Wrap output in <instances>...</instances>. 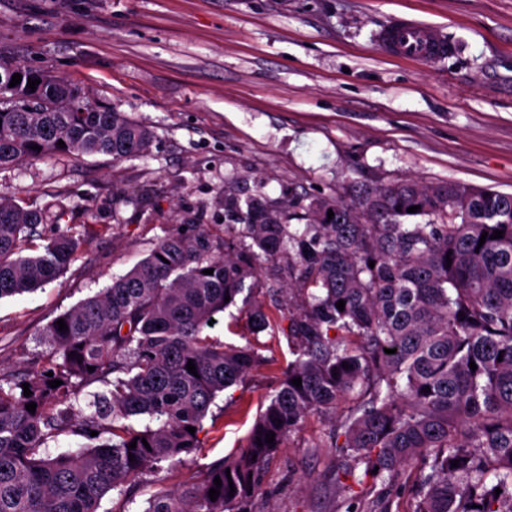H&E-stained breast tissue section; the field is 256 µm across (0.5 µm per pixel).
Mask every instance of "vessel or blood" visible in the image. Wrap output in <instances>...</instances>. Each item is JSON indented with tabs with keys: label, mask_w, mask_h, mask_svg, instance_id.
Segmentation results:
<instances>
[{
	"label": "vessel or blood",
	"mask_w": 512,
	"mask_h": 512,
	"mask_svg": "<svg viewBox=\"0 0 512 512\" xmlns=\"http://www.w3.org/2000/svg\"><path fill=\"white\" fill-rule=\"evenodd\" d=\"M376 45L385 55L412 61H435L451 51L437 27L409 18L395 19L382 28Z\"/></svg>",
	"instance_id": "1"
}]
</instances>
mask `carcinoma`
I'll use <instances>...</instances> for the list:
<instances>
[{
  "mask_svg": "<svg viewBox=\"0 0 512 512\" xmlns=\"http://www.w3.org/2000/svg\"><path fill=\"white\" fill-rule=\"evenodd\" d=\"M16 73L21 82L11 87ZM30 78L39 80L34 91ZM152 139L148 127L61 79L23 66L0 73V168L47 155L120 162ZM283 205L288 224L261 194L243 200L226 188L224 235L198 225L164 237L59 315L67 330L55 319L46 326L43 358L0 378V512H99L114 492L131 502L134 478L200 448L210 406L256 362L251 348L205 330L240 296L252 334L267 330L259 290L283 310L296 359L247 447L210 464L198 483L152 493L144 512H256L267 461L313 414L331 421L311 447L335 449L345 500L356 487L403 478L413 487L407 512H512V194L404 180ZM41 223L39 211L0 197V298L58 279L85 242L71 228L36 247ZM495 230L503 237L490 238ZM241 236L251 243H237ZM269 264L288 272V287L263 288ZM298 377L299 387L291 383ZM52 380L63 384L52 388ZM83 392L85 410L72 403ZM142 417L144 428L131 424ZM61 434L86 444L45 452Z\"/></svg>",
  "mask_w": 512,
  "mask_h": 512,
  "instance_id": "cac0c4a2",
  "label": "carcinoma"
}]
</instances>
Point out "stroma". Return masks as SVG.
I'll return each mask as SVG.
<instances>
[{"mask_svg": "<svg viewBox=\"0 0 512 512\" xmlns=\"http://www.w3.org/2000/svg\"><path fill=\"white\" fill-rule=\"evenodd\" d=\"M439 27L454 52L431 63L382 55L394 18ZM0 65L64 79L148 126L149 152L44 156L0 169V196L40 211L39 230L90 235L69 268L0 299V376L39 360L41 331L187 224L224 230V188L241 196L347 195L354 184L454 180L512 193V0H0ZM252 336L227 309L210 329L253 345L244 383L221 393L178 465L142 476L148 494L200 481L238 453L294 359L280 312ZM328 421L313 415L269 461L258 512H369L378 491L336 494Z\"/></svg>", "mask_w": 512, "mask_h": 512, "instance_id": "35a3bbf8", "label": "stroma"}]
</instances>
